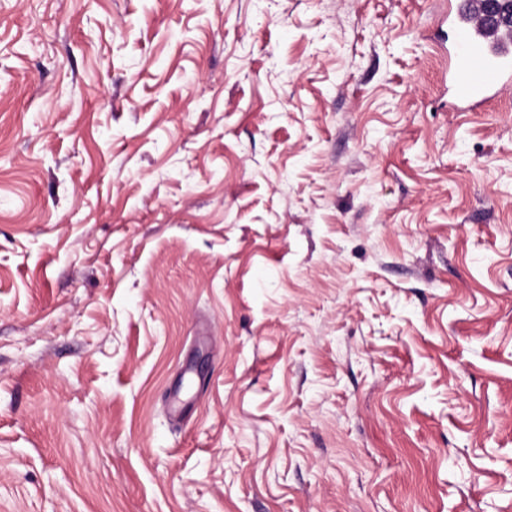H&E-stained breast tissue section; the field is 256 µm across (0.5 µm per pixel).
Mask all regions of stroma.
<instances>
[{
	"instance_id": "stroma-1",
	"label": "stroma",
	"mask_w": 512,
	"mask_h": 512,
	"mask_svg": "<svg viewBox=\"0 0 512 512\" xmlns=\"http://www.w3.org/2000/svg\"><path fill=\"white\" fill-rule=\"evenodd\" d=\"M442 0H0V512H512V88ZM448 94L472 110L512 86V26L489 19L490 0H448Z\"/></svg>"
}]
</instances>
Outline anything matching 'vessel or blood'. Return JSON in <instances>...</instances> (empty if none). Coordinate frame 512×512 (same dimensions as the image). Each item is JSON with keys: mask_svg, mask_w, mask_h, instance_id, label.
<instances>
[{"mask_svg": "<svg viewBox=\"0 0 512 512\" xmlns=\"http://www.w3.org/2000/svg\"><path fill=\"white\" fill-rule=\"evenodd\" d=\"M490 0H448V93L472 110L512 87V24L491 21Z\"/></svg>", "mask_w": 512, "mask_h": 512, "instance_id": "vessel-or-blood-1", "label": "vessel or blood"}]
</instances>
